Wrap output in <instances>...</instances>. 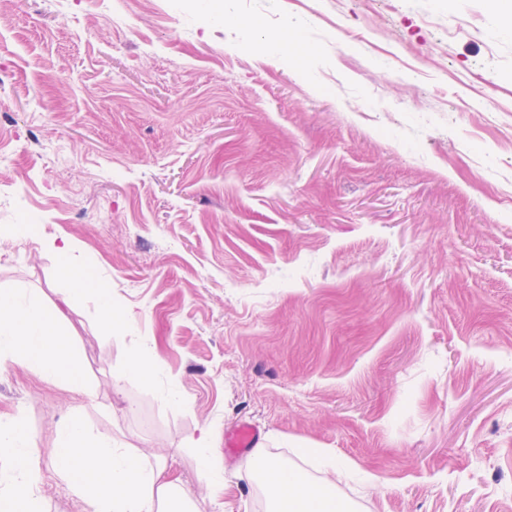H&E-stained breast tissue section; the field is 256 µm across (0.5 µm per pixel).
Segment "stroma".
I'll list each match as a JSON object with an SVG mask.
<instances>
[{"label": "stroma", "mask_w": 512, "mask_h": 512, "mask_svg": "<svg viewBox=\"0 0 512 512\" xmlns=\"http://www.w3.org/2000/svg\"><path fill=\"white\" fill-rule=\"evenodd\" d=\"M175 2L0 16V286L57 302L44 243L65 236L131 325L67 310L91 401L0 365L44 512L89 510L52 465L74 409L166 460L199 512H269L224 450L244 419L313 479L312 448L375 474L337 485L359 512H512V20L488 0ZM145 345L158 376L114 386ZM191 448H198V467L203 475L210 473L214 468L215 450L212 435L207 429H201L197 437H191Z\"/></svg>", "instance_id": "stroma-1"}]
</instances>
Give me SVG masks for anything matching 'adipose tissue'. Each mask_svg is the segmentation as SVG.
I'll use <instances>...</instances> for the list:
<instances>
[{"instance_id":"adipose-tissue-1","label":"adipose tissue","mask_w":512,"mask_h":512,"mask_svg":"<svg viewBox=\"0 0 512 512\" xmlns=\"http://www.w3.org/2000/svg\"><path fill=\"white\" fill-rule=\"evenodd\" d=\"M57 273L65 282L61 306H46L40 294L23 288L0 289V361L35 368L45 378L64 382L69 389L93 397L81 364L63 327L62 305L93 299L102 335L127 332L129 322L112 307L102 284L91 285L70 256L69 238L50 242ZM21 416L0 420V506L5 512H43L39 492L40 464ZM57 474L91 512H195L193 493L173 480L165 462L114 446L111 439L92 435L79 417L69 415L56 430ZM316 456L326 476L310 478L300 468L256 449L248 466H259L266 490L274 499L273 512H352L351 503L336 494L343 479L373 483L374 475L349 459L326 449Z\"/></svg>"}]
</instances>
